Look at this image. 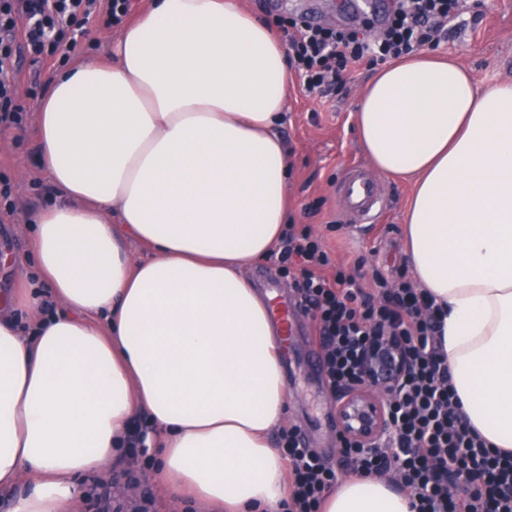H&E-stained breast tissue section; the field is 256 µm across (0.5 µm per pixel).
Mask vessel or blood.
<instances>
[{
  "instance_id": "b4317fda",
  "label": "vessel or blood",
  "mask_w": 512,
  "mask_h": 512,
  "mask_svg": "<svg viewBox=\"0 0 512 512\" xmlns=\"http://www.w3.org/2000/svg\"><path fill=\"white\" fill-rule=\"evenodd\" d=\"M340 203L350 226L355 229L379 223L387 205L379 183L358 162L351 163L346 170ZM269 307L271 319L284 342H292L298 334V306L275 295L270 297Z\"/></svg>"
}]
</instances>
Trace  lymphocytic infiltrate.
Segmentation results:
<instances>
[{"label":"lymphocytic infiltrate","mask_w":512,"mask_h":512,"mask_svg":"<svg viewBox=\"0 0 512 512\" xmlns=\"http://www.w3.org/2000/svg\"><path fill=\"white\" fill-rule=\"evenodd\" d=\"M132 8L133 0H0V125L22 124L16 100L23 62L68 55L90 18L118 26ZM459 8L460 0H396L372 42L296 20L288 35V63L307 91L322 92L340 80L348 64L366 56L397 60L435 47ZM281 243L280 267L311 318L330 388L359 379L360 355L375 339L391 338L407 354V374L390 406L382 449L346 443L340 463L354 472L390 476L410 492L416 512H512V453L488 448L465 421L424 293L403 276H380L372 288H363L354 274L334 267L309 231L286 229ZM280 441L289 473L285 512H321L340 463L308 447L297 428L282 431ZM460 478L467 479V488L449 496V481Z\"/></svg>","instance_id":"lymphocytic-infiltrate-1"}]
</instances>
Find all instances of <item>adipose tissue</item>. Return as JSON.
<instances>
[{"instance_id":"ef3b65f1","label":"adipose tissue","mask_w":512,"mask_h":512,"mask_svg":"<svg viewBox=\"0 0 512 512\" xmlns=\"http://www.w3.org/2000/svg\"><path fill=\"white\" fill-rule=\"evenodd\" d=\"M108 59L55 74L38 163L59 194L34 216V274L0 298V488L7 512H63L127 451L134 419L172 493L279 512L287 477L282 338L244 273L289 221L277 127L287 49L236 0H151ZM375 171L411 179L406 253L443 317L451 382L489 448L512 452V83L456 60L380 68L360 97ZM138 243L154 250L136 261ZM64 312H42L45 295ZM350 475L323 512H413Z\"/></svg>"}]
</instances>
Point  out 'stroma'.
Returning <instances> with one entry per match:
<instances>
[{
  "label": "stroma",
  "mask_w": 512,
  "mask_h": 512,
  "mask_svg": "<svg viewBox=\"0 0 512 512\" xmlns=\"http://www.w3.org/2000/svg\"><path fill=\"white\" fill-rule=\"evenodd\" d=\"M344 0H238L241 7L276 22L316 14L331 27L371 30L370 15L342 11ZM440 59L452 58L467 68L479 90L512 82V0H467L462 15L448 23V37L433 50ZM61 61L23 65L19 103L26 114L22 128L8 129L9 142L0 146V173L14 185V213H0V243L18 254L27 245L20 223L53 195L36 162L35 112L39 97ZM361 62L347 68L342 81L324 93L307 92L292 79L285 100V120L279 134L288 150L291 177L289 215L293 224L309 226L321 237L334 264L358 271L363 287L375 276L396 279L406 266L403 219L413 192L409 181L380 178L388 203L383 224L359 234L345 223L338 188L347 164L365 162L355 133L353 112L359 94L376 71ZM319 344L308 315L300 317V334L282 360L288 391V426L297 427L309 447L327 457L336 455V397L318 366ZM112 489L123 502L121 512H142L144 497H152L149 512H209L188 500L173 499L155 478L154 470L124 463L107 472Z\"/></svg>",
  "instance_id": "obj_1"
}]
</instances>
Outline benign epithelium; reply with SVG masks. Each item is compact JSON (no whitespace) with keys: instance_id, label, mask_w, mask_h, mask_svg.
Masks as SVG:
<instances>
[{"instance_id":"obj_1","label":"benign epithelium","mask_w":512,"mask_h":512,"mask_svg":"<svg viewBox=\"0 0 512 512\" xmlns=\"http://www.w3.org/2000/svg\"><path fill=\"white\" fill-rule=\"evenodd\" d=\"M387 351L366 356V373L337 395L336 414L341 434L353 445L376 446L388 423V404L396 392V384L405 364L386 365Z\"/></svg>"}]
</instances>
